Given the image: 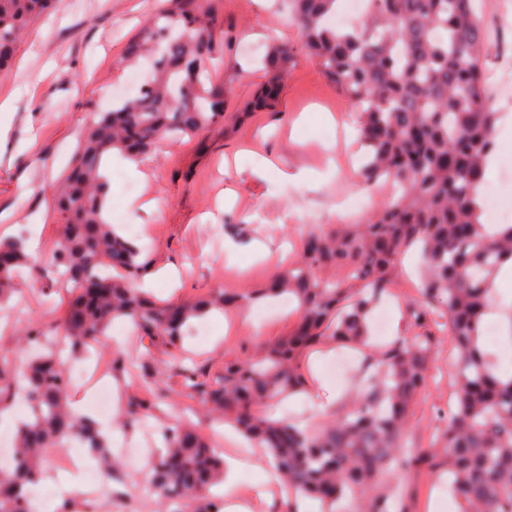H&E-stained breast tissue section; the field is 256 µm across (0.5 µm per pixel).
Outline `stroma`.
I'll use <instances>...</instances> for the list:
<instances>
[{
  "label": "stroma",
  "instance_id": "obj_1",
  "mask_svg": "<svg viewBox=\"0 0 512 512\" xmlns=\"http://www.w3.org/2000/svg\"><path fill=\"white\" fill-rule=\"evenodd\" d=\"M215 3L224 39L214 73L231 90L224 117L193 138L162 145L140 163L139 174L110 172L108 217L124 236L146 245L151 267L170 263L178 269V282L152 279L158 299L177 301L217 288L248 295L238 308L199 319L205 337L186 338L200 363L217 370L291 330L293 306L250 294L296 261L304 235L349 218V211L337 210L336 199L357 181L358 163L355 108L307 55L283 0ZM159 6L160 0H62L55 14L32 26L10 77L0 81V99L14 98L11 112L0 115V237L24 229L38 244V267L22 282L19 305L0 314V387L12 383L22 365L23 323L47 310L62 315L67 307L68 289L50 274L60 231L51 187L66 175L95 113L111 105V93L126 91L130 67L123 46ZM477 6L490 35L484 70L498 78L512 70V0H478ZM272 34L291 49L294 65L275 108L242 112L265 80L253 50L265 47ZM415 265L416 253L408 251L397 264L393 296L378 305L389 319L388 339L408 333L404 303L416 294ZM334 356L329 349L314 354L308 393L270 402L267 413L314 431L341 413L351 380L326 373ZM432 373L406 428V445L413 449L435 442L439 415L452 397L447 344L435 350ZM165 395L144 424L120 429L113 447L129 440L157 446L160 427L186 405L177 379H168ZM100 482L128 497L127 512H157L144 459L122 458ZM399 482L409 492L410 512H457L447 484L429 472H404Z\"/></svg>",
  "mask_w": 512,
  "mask_h": 512
}]
</instances>
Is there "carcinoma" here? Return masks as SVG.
I'll use <instances>...</instances> for the list:
<instances>
[{
  "instance_id": "cac0c4a2",
  "label": "carcinoma",
  "mask_w": 512,
  "mask_h": 512,
  "mask_svg": "<svg viewBox=\"0 0 512 512\" xmlns=\"http://www.w3.org/2000/svg\"><path fill=\"white\" fill-rule=\"evenodd\" d=\"M55 2L0 0V80L9 76L19 43ZM292 2L309 55L360 112L363 183H390L396 195L355 224L308 233L299 261L257 291L258 298L296 299L287 336L213 375L202 370L184 348L190 321L244 297L218 289L176 303L147 298L134 283L148 262L103 215L108 182L101 169L108 154L118 150L144 161L163 142L204 132L223 117L229 89L211 71L223 20L205 0H163L125 50L129 64L149 62L150 83L95 114L69 173L54 186L60 234L53 268L70 299L61 317L22 331L23 343L37 345L17 372L33 417L20 424L12 468L0 474V512H31L29 494L43 478L40 449L59 447L72 434L103 470L115 468L100 424L67 405L65 362L53 336L75 354L94 342L112 372H135L136 389L146 397L132 399L124 425L134 429L148 418L162 378L173 374L188 405L230 417L269 453L284 484L318 500L322 512H336L358 494L360 512H406L402 491L388 478L420 469L448 476L459 512H512V378L497 374L480 344L492 276L512 258V224L489 234L480 221L477 187L496 150L498 113L481 64L488 36L476 0H369L361 22L344 28L329 23L341 0ZM264 63L271 76L247 112L278 102L293 56L273 42ZM413 245L424 272L418 296L405 305L412 335L375 348L372 310L394 288L399 257ZM337 267L348 268L349 278L317 273ZM24 268L36 264L23 240L0 239V308L17 293ZM117 318L148 341V356L135 362L117 351L108 334ZM444 337L455 353L454 403L439 442L410 450L405 428ZM330 343L364 353L349 408L316 432L263 411L306 390V359ZM160 435L163 451L149 484L162 512H224V500L208 496L224 462L185 418L163 426Z\"/></svg>"
}]
</instances>
